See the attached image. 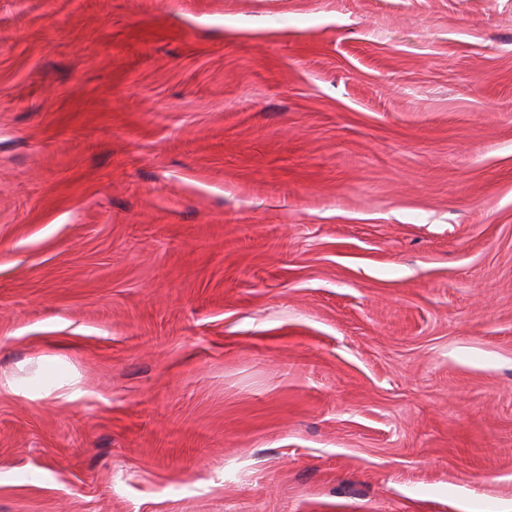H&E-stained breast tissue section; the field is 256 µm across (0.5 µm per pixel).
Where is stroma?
<instances>
[{
    "label": "stroma",
    "mask_w": 512,
    "mask_h": 512,
    "mask_svg": "<svg viewBox=\"0 0 512 512\" xmlns=\"http://www.w3.org/2000/svg\"><path fill=\"white\" fill-rule=\"evenodd\" d=\"M0 512H512V0H0Z\"/></svg>",
    "instance_id": "35a3bbf8"
}]
</instances>
